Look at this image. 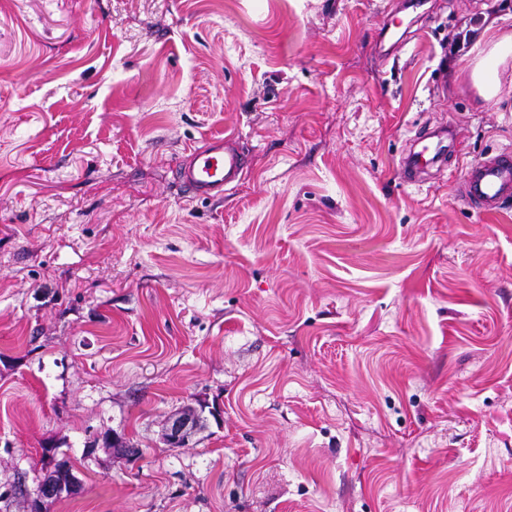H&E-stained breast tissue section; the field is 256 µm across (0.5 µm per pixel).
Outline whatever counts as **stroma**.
Listing matches in <instances>:
<instances>
[{"label": "stroma", "mask_w": 512, "mask_h": 512, "mask_svg": "<svg viewBox=\"0 0 512 512\" xmlns=\"http://www.w3.org/2000/svg\"><path fill=\"white\" fill-rule=\"evenodd\" d=\"M490 26L512 0H0V512L46 448L50 512H512V207L460 196L512 154ZM215 136L247 166L190 200ZM487 30L491 44L490 50L486 57L474 66L471 77L480 94L485 100L490 101L497 96L498 84L491 79L487 63L492 61L499 65L510 56L512 57V36L498 38L494 34V27L490 26ZM243 154L227 137L212 138L203 150L191 152L178 166L179 181L192 199L224 195V188L241 179ZM194 432L195 428L190 418L177 416L171 421L165 438L170 447H181L189 442Z\"/></svg>", "instance_id": "obj_1"}]
</instances>
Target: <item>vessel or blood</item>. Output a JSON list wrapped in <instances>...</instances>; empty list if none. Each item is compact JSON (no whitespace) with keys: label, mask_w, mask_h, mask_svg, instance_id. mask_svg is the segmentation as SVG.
<instances>
[{"label":"vessel or blood","mask_w":512,"mask_h":512,"mask_svg":"<svg viewBox=\"0 0 512 512\" xmlns=\"http://www.w3.org/2000/svg\"><path fill=\"white\" fill-rule=\"evenodd\" d=\"M178 174L190 198L211 199L240 180L243 154L231 138H214L205 149L191 152L179 164ZM463 197L471 208L484 213L490 205L512 199V156L470 164L465 170Z\"/></svg>","instance_id":"obj_1"}]
</instances>
